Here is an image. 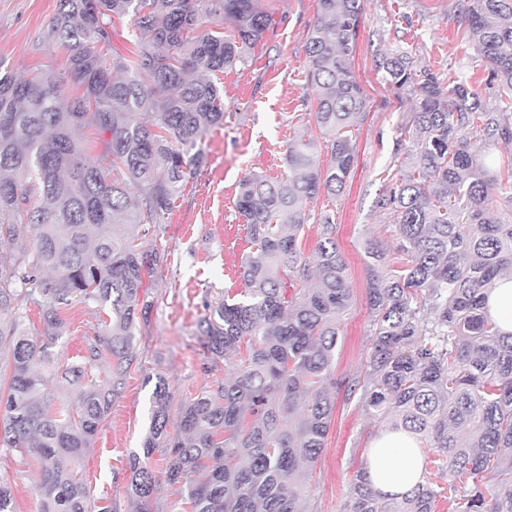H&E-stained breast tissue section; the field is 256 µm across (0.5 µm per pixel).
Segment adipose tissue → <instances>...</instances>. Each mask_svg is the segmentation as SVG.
Returning a JSON list of instances; mask_svg holds the SVG:
<instances>
[{
    "mask_svg": "<svg viewBox=\"0 0 512 512\" xmlns=\"http://www.w3.org/2000/svg\"><path fill=\"white\" fill-rule=\"evenodd\" d=\"M412 436L389 431L376 438L368 455V470L373 491L384 498L408 494L421 481V459Z\"/></svg>",
    "mask_w": 512,
    "mask_h": 512,
    "instance_id": "adipose-tissue-1",
    "label": "adipose tissue"
}]
</instances>
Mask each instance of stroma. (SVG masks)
<instances>
[{"instance_id": "stroma-1", "label": "stroma", "mask_w": 512, "mask_h": 512, "mask_svg": "<svg viewBox=\"0 0 512 512\" xmlns=\"http://www.w3.org/2000/svg\"><path fill=\"white\" fill-rule=\"evenodd\" d=\"M269 16L262 38L245 64L224 72V123L208 131L199 149L203 163L184 183L165 215L162 242L168 260L149 279L153 301L135 338L137 357L124 376L108 416L77 469L89 488V512L101 499L112 512H132L127 494L129 462L141 455L148 429L152 396L158 380L169 391L171 426H178L187 398L214 390L234 376L232 362L212 358L204 346L201 320L224 296L240 293L239 265L251 249L236 208L238 185L260 174L271 180L287 177L285 151L290 140H319L315 93L306 81V41L316 19L317 0H261ZM457 0H364L356 45L350 56L352 74L367 99L350 132L356 156L349 177L336 198L318 197L309 208L314 218L305 227L300 247L315 258L320 235L315 217L329 214L336 226V244L346 263L352 305L343 315L336 348L338 380L359 372L370 350L365 243L393 241L395 232L377 207L399 160L400 128L412 103L386 83L379 69L383 54L406 48L414 64L439 75L456 72L494 102L496 88L475 51L462 44L455 17ZM56 0H0V60L14 74L64 67L65 47L47 39ZM100 313L94 305L76 302L62 314L65 323L52 351L60 366L81 364L88 346L102 338ZM335 410L325 445L313 471L300 475L311 512H345L349 480L364 466L377 425L346 388L335 393ZM36 461L20 463L0 449V482L8 484L16 512H38Z\"/></svg>"}]
</instances>
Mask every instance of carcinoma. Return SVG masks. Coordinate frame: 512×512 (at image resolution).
<instances>
[{"mask_svg":"<svg viewBox=\"0 0 512 512\" xmlns=\"http://www.w3.org/2000/svg\"><path fill=\"white\" fill-rule=\"evenodd\" d=\"M457 11L461 40L484 59L497 100L489 107L461 77L415 69L399 49L380 62L415 107L395 181L377 201L395 223V244L370 241L366 250L370 352L347 382L362 410L385 432L411 433L422 466L448 483L424 480L400 499L380 500L364 466L346 512H437L442 500L448 512H512V333L486 310L498 279L512 275V220L491 202L506 186L512 209V157L490 154L492 143L512 142V0H458ZM362 12L363 0H317L306 42L328 166L315 142L299 139L286 148L288 180L239 183L236 208L253 246L240 263L243 288L200 329L212 356L239 357L240 375L189 398L172 435L169 393L163 381L155 386L144 447L166 449L167 478L181 485L191 512H307L296 477L324 448L351 292L330 217L320 218L315 264L300 237L306 205L335 197L353 163L347 132L365 98L349 56ZM126 16L134 57L111 59V28ZM267 25L261 0H57L49 35L69 50L65 68L20 79L0 63V240L34 232L32 245L0 254V309L15 311L0 321L11 370L0 447L36 460L41 512H87L74 466L116 384L86 367L106 351L119 379L135 360L139 319L152 305L143 274L167 261L163 217L203 161L198 143L224 122L218 74L242 62ZM70 84L82 96L68 98ZM87 128L108 135L93 159L81 137ZM130 225L152 234L150 247ZM312 278L317 287H302ZM76 298L107 313L104 349L91 346L83 366L41 376L35 365L54 363L60 313ZM30 304L48 336L40 345L26 331ZM59 378L79 385L64 414L50 410ZM158 490L154 471L133 460L134 512H152Z\"/></svg>","mask_w":512,"mask_h":512,"instance_id":"1","label":"carcinoma"}]
</instances>
